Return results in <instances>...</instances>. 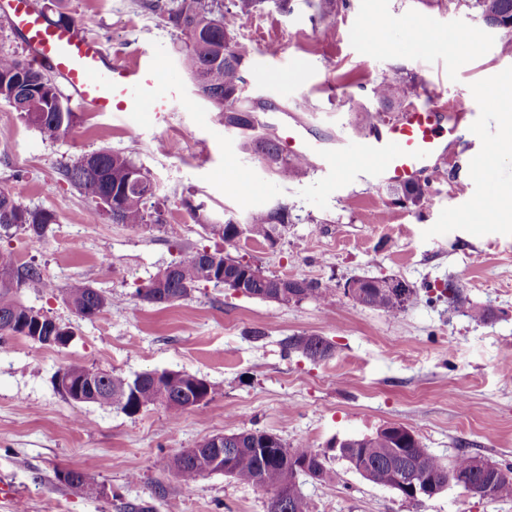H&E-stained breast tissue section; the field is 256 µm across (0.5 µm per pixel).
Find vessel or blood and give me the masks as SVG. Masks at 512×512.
Instances as JSON below:
<instances>
[{
	"label": "vessel or blood",
	"instance_id": "b4317fda",
	"mask_svg": "<svg viewBox=\"0 0 512 512\" xmlns=\"http://www.w3.org/2000/svg\"><path fill=\"white\" fill-rule=\"evenodd\" d=\"M8 5L11 22L24 35L34 60L49 65L79 106L97 113L135 112L145 119L178 107L191 108L163 56L118 60L79 27L53 24L33 12L26 0H8ZM461 120L455 110L412 103L376 133L337 142L331 151L318 152L293 129L283 145L290 156L330 174L357 159V175L380 190L416 182L436 168L448 153L442 129L456 131Z\"/></svg>",
	"mask_w": 512,
	"mask_h": 512
}]
</instances>
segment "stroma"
<instances>
[{"instance_id": "1", "label": "stroma", "mask_w": 512, "mask_h": 512, "mask_svg": "<svg viewBox=\"0 0 512 512\" xmlns=\"http://www.w3.org/2000/svg\"><path fill=\"white\" fill-rule=\"evenodd\" d=\"M67 0L69 14L112 54H163L175 62L186 96L194 86L178 62L184 36L167 21L177 0ZM233 36L251 48L244 76L248 94L272 103L260 118L279 131L295 116L311 139L358 133L356 115L381 111L373 86L394 72L417 84L413 102L431 98L473 112L450 145L447 162L430 172L431 191L405 209L388 192L351 174L310 171L284 182L244 152L210 104L139 122L135 113L106 117L78 110L72 136L44 138L0 103V187L23 206L52 211L56 224L30 246L24 235L0 237V251L39 267L52 287L17 293L27 306L73 327L67 346L23 337L0 342V484L10 483L17 506L0 512H267V494L210 474L187 485L169 460L228 431L251 429L326 452L329 476L300 478L309 512H512V499L488 501L447 488L407 501L353 470L329 441L376 434L399 424L444 460L467 453L512 467V221L472 222L478 201L503 192L512 200V157L471 169L485 140L498 138L499 107L492 81L512 72L500 52L502 31L482 25L465 6L433 0H264L252 15L228 14L230 0H206ZM423 18L433 38L405 42L400 22ZM375 26L383 39L360 40ZM305 98L306 110L295 108ZM107 148L146 167L159 184L168 231L111 223L61 176L62 166ZM465 192H458V183ZM240 215L287 204L292 222L276 247L205 234L188 204ZM219 249L258 264L265 274L295 279L398 276L417 292L398 317L353 304L312 300L279 304L211 284L156 306L136 290L181 250ZM467 286L468 303L453 308L440 291L448 279ZM89 281L108 297L93 319L63 299L62 286ZM494 311L473 321L471 308ZM294 335L323 337L332 357L286 353ZM73 361L134 377L180 371L211 386L206 403L172 419L162 405L124 412L63 397L53 384ZM62 468L81 469L102 488L90 498L61 484Z\"/></svg>"}]
</instances>
